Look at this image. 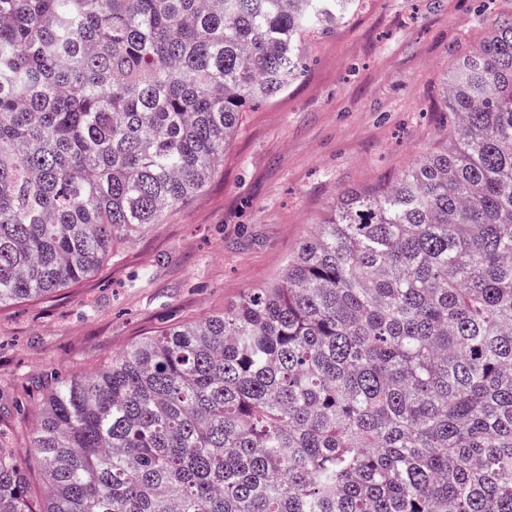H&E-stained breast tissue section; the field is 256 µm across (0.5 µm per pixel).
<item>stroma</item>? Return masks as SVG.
Listing matches in <instances>:
<instances>
[{
    "mask_svg": "<svg viewBox=\"0 0 512 512\" xmlns=\"http://www.w3.org/2000/svg\"><path fill=\"white\" fill-rule=\"evenodd\" d=\"M505 15L512 0H356L306 40L304 73L243 113L202 189L92 277L0 307V435L25 445L47 376L96 373L135 342L223 313L281 276L341 194L442 145L447 75Z\"/></svg>",
    "mask_w": 512,
    "mask_h": 512,
    "instance_id": "35a3bbf8",
    "label": "stroma"
}]
</instances>
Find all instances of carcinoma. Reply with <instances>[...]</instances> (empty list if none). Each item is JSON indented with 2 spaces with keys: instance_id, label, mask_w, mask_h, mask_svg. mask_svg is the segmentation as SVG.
I'll list each match as a JSON object with an SVG mask.
<instances>
[{
  "instance_id": "carcinoma-1",
  "label": "carcinoma",
  "mask_w": 512,
  "mask_h": 512,
  "mask_svg": "<svg viewBox=\"0 0 512 512\" xmlns=\"http://www.w3.org/2000/svg\"><path fill=\"white\" fill-rule=\"evenodd\" d=\"M354 2L0 0V305L160 223ZM444 99V145L276 282L50 376L0 512H512V16Z\"/></svg>"
}]
</instances>
